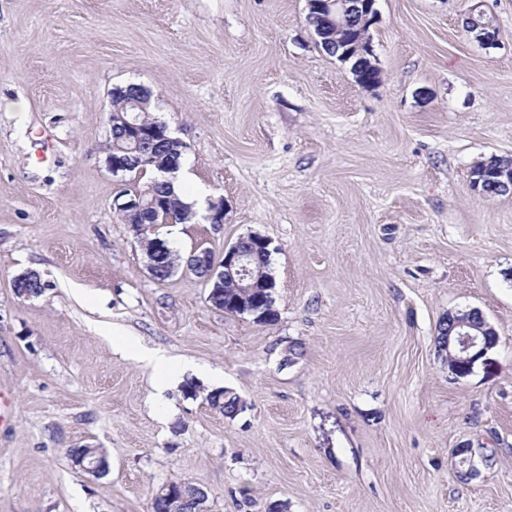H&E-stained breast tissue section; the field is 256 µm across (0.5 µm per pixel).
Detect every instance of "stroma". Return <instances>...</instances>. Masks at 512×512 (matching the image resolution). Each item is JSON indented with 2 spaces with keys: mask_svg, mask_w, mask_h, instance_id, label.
<instances>
[{
  "mask_svg": "<svg viewBox=\"0 0 512 512\" xmlns=\"http://www.w3.org/2000/svg\"><path fill=\"white\" fill-rule=\"evenodd\" d=\"M377 0L381 81L327 54L306 0H0V512H150L173 479L206 512H512V0ZM152 92L187 145L188 196L224 221L158 231L180 255L271 241L275 322L153 279L114 210L113 87ZM47 284L18 297L14 277ZM497 345L451 373L439 320ZM120 332L238 393L232 419L116 353ZM104 448L94 478L67 456Z\"/></svg>",
  "mask_w": 512,
  "mask_h": 512,
  "instance_id": "stroma-1",
  "label": "stroma"
}]
</instances>
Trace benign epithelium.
Segmentation results:
<instances>
[{
	"label": "benign epithelium",
	"instance_id": "benign-epithelium-1",
	"mask_svg": "<svg viewBox=\"0 0 512 512\" xmlns=\"http://www.w3.org/2000/svg\"><path fill=\"white\" fill-rule=\"evenodd\" d=\"M376 0H307V8L310 12H324L326 19L334 31H343L350 19L355 20L360 26L362 36L361 42L357 45L355 53H346L337 56V59L350 72L355 75L357 81L363 86L372 87L379 82L380 70L375 63V53L371 38L367 36L369 29L376 23L378 11L375 7ZM481 3L471 6V13L467 20L475 23L478 27H487L486 33L478 32V39L485 45H492L495 42L496 30L494 23L484 21L483 11L480 10ZM331 30V31H333ZM331 31L320 32L323 46L326 51L334 52L332 45L333 37ZM128 95L132 101L130 114L121 119V126L124 129V137L138 146L137 152L123 158L108 157L106 165L112 175L120 179L126 173L135 168L143 169L149 163L150 157L146 156L145 145L155 140H169L181 145V151L166 158L163 162L156 163L161 172L172 177L182 165L184 150L187 145L177 137L171 135V130L166 125L146 126L139 122L137 113L146 109L151 96L150 91L140 85L128 88ZM115 212L122 220H127L132 213L145 215L143 230L153 231L157 223L156 216L159 214L154 204H143L140 198H129L121 203H115ZM262 247L269 249L270 240L258 233H252L237 240L232 245L224 248V260L215 262L207 250L196 249L186 259L183 270L194 274L206 283L215 286L224 281H231L236 284L240 291L231 306L241 312H250L256 315V320H266L276 315V310L271 305L272 293L275 292L276 283L263 272L251 267L249 260L248 246ZM208 301L211 306L218 310H229L224 305V298L210 294ZM493 327L487 322L481 310L472 308L469 316L455 318L448 316V351L450 358L459 363V367L452 370L456 376L468 374L474 363L481 358L488 350L485 337L491 335ZM78 469L95 478L106 475L109 469L108 461L95 456H86L78 463ZM156 494L167 498L169 512H204V503L207 499L205 490L198 489L185 494L182 490H174L171 484L167 483L156 491Z\"/></svg>",
	"mask_w": 512,
	"mask_h": 512
}]
</instances>
